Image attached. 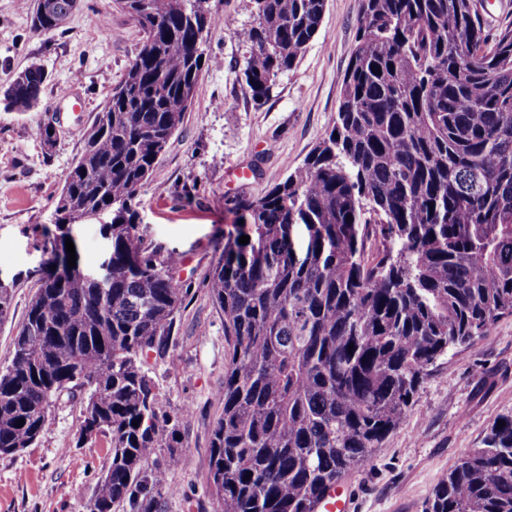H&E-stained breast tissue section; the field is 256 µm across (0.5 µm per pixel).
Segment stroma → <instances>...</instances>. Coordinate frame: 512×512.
Segmentation results:
<instances>
[{"label":"stroma","mask_w":512,"mask_h":512,"mask_svg":"<svg viewBox=\"0 0 512 512\" xmlns=\"http://www.w3.org/2000/svg\"><path fill=\"white\" fill-rule=\"evenodd\" d=\"M359 13L360 0H326L320 34L260 105L243 76L246 46L234 29H212L205 45L212 63L139 195L145 244L174 255L188 290L166 358L147 364L163 410L192 407L179 427L181 463L169 475L174 490L158 499L156 512L218 508L206 469L212 425L222 411L227 344L204 276L235 220L233 202L262 196L324 136L336 115ZM140 38L112 0H80L67 23L47 34L31 28L18 0H0V87L33 63L47 74L35 108L0 109V278L16 283L10 317L0 324V371L11 361L12 340L47 259L41 232L52 224L64 175ZM67 87L72 98L60 99ZM47 112L61 118L49 150L35 133ZM80 412L79 401L61 400L37 445L0 457V512H87L110 444L102 435L77 443ZM510 413L512 316H506L474 349L439 361L371 465L345 477L352 512H424L449 467Z\"/></svg>","instance_id":"35a3bbf8"}]
</instances>
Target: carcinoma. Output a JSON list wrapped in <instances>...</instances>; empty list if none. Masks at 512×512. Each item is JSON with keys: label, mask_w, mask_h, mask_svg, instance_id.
Here are the masks:
<instances>
[{"label": "carcinoma", "mask_w": 512, "mask_h": 512, "mask_svg": "<svg viewBox=\"0 0 512 512\" xmlns=\"http://www.w3.org/2000/svg\"><path fill=\"white\" fill-rule=\"evenodd\" d=\"M113 3L142 39L64 177L48 266L0 372V456L37 444L51 408L78 396L77 441L95 421L111 443L88 512L126 500L151 512L180 463L155 456L191 409L162 412L145 364L167 353L186 289L145 246L135 206L192 103L210 30L234 20L211 0ZM255 4L237 34L259 104L319 34L325 0ZM74 5L35 0L32 29L58 30ZM45 81L25 68L0 94L4 110H30ZM98 210L112 212L101 227L112 246L105 296L78 273L81 257L68 266L65 247L77 219ZM234 210L205 274L228 346L209 493L220 512H316L402 425L436 363L512 315V26L490 31L473 0H361L325 137ZM372 234L387 245L368 256ZM13 288L0 284V321ZM499 420L425 512H512V414Z\"/></svg>", "instance_id": "obj_1"}]
</instances>
